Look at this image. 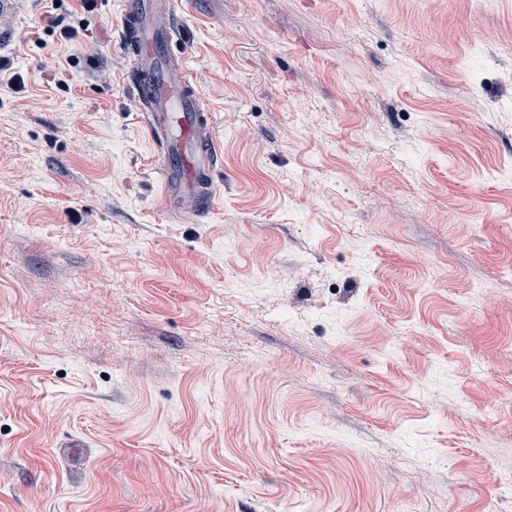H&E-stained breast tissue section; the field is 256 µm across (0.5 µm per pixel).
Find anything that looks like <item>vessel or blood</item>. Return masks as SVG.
<instances>
[{
	"mask_svg": "<svg viewBox=\"0 0 512 512\" xmlns=\"http://www.w3.org/2000/svg\"><path fill=\"white\" fill-rule=\"evenodd\" d=\"M120 41L128 58L125 83L156 143L161 205L178 219L204 211L221 164L214 112L172 52L183 40L174 0H120ZM15 0H0V46L17 37Z\"/></svg>",
	"mask_w": 512,
	"mask_h": 512,
	"instance_id": "1",
	"label": "vessel or blood"
}]
</instances>
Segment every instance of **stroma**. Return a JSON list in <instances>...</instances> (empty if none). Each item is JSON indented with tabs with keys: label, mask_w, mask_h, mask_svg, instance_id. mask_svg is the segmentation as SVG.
Returning a JSON list of instances; mask_svg holds the SVG:
<instances>
[{
	"label": "stroma",
	"mask_w": 512,
	"mask_h": 512,
	"mask_svg": "<svg viewBox=\"0 0 512 512\" xmlns=\"http://www.w3.org/2000/svg\"><path fill=\"white\" fill-rule=\"evenodd\" d=\"M0 52V512H483L512 473V0H177L220 184L159 206L117 0Z\"/></svg>",
	"instance_id": "obj_1"
}]
</instances>
